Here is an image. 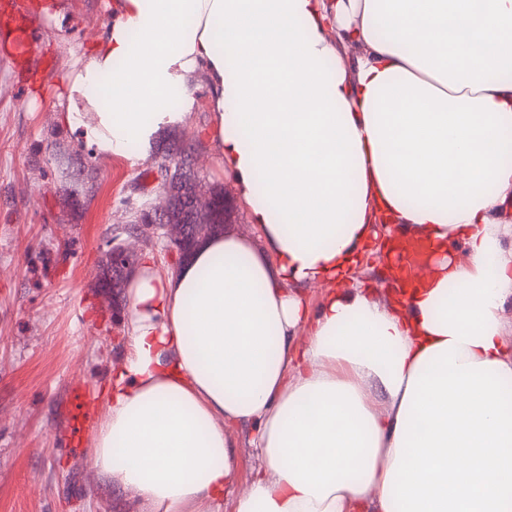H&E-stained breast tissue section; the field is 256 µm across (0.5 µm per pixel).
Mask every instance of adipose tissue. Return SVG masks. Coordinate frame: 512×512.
<instances>
[{"label":"adipose tissue","instance_id":"obj_1","mask_svg":"<svg viewBox=\"0 0 512 512\" xmlns=\"http://www.w3.org/2000/svg\"><path fill=\"white\" fill-rule=\"evenodd\" d=\"M201 76L259 236L129 280L95 467L141 512H220L246 446L233 512H512V0H116L58 119L146 149ZM396 228L432 251L383 299Z\"/></svg>","mask_w":512,"mask_h":512}]
</instances>
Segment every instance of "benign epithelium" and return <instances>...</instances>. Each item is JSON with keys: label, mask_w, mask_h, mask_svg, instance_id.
Instances as JSON below:
<instances>
[{"label": "benign epithelium", "mask_w": 512, "mask_h": 512, "mask_svg": "<svg viewBox=\"0 0 512 512\" xmlns=\"http://www.w3.org/2000/svg\"><path fill=\"white\" fill-rule=\"evenodd\" d=\"M192 168V153L184 152L175 159H162L155 170V180L164 191V201L160 206H147L141 212L140 225L127 231L140 238L149 237L157 231L174 247L187 242V225L195 222H209L215 219L218 211L228 209L229 189H215L202 192L201 182L196 180L181 185L182 174ZM106 255L112 257V265L128 279L133 269L132 252L125 242L115 237L108 243Z\"/></svg>", "instance_id": "benign-epithelium-1"}]
</instances>
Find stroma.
Here are the masks:
<instances>
[{
  "label": "stroma",
  "mask_w": 512,
  "mask_h": 512,
  "mask_svg": "<svg viewBox=\"0 0 512 512\" xmlns=\"http://www.w3.org/2000/svg\"><path fill=\"white\" fill-rule=\"evenodd\" d=\"M28 4L37 65L14 55L0 23V512H138L130 493L93 466L92 433L67 427L72 394H98L123 349L125 324L98 288L107 241L163 193L156 151L105 156L57 117L75 59L101 36L113 0ZM200 84L187 123L163 134L190 148L203 189L223 187L205 129Z\"/></svg>",
  "instance_id": "stroma-1"
}]
</instances>
